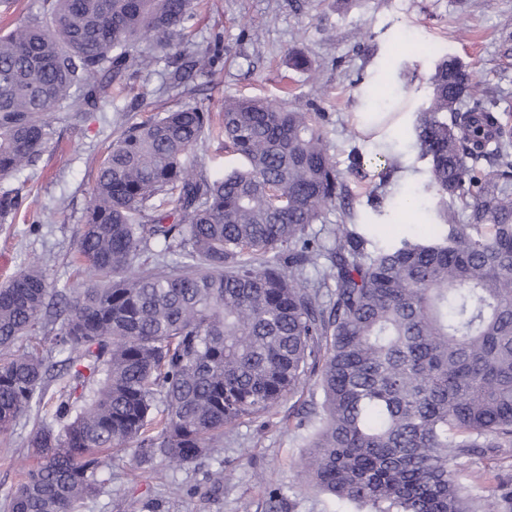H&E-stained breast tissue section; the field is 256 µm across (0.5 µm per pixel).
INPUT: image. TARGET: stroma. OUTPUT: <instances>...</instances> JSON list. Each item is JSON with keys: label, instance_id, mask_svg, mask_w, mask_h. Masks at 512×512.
<instances>
[{"label": "stroma", "instance_id": "stroma-1", "mask_svg": "<svg viewBox=\"0 0 512 512\" xmlns=\"http://www.w3.org/2000/svg\"><path fill=\"white\" fill-rule=\"evenodd\" d=\"M195 9L193 44L218 37L224 47L217 66L197 76L202 90L195 102L214 112L228 96L316 105L360 223L389 215L396 236L427 237L436 221L429 165L412 126L380 143L359 128L357 113L416 112L440 51L476 72L497 91L500 112L512 114V0H195ZM297 51L307 57L308 70L289 69ZM170 77L160 60L113 85L97 111L75 118L55 113L52 137L34 165L0 179V190H14L21 201L13 219L0 223V284L35 258L58 283L87 281L76 270L74 241L94 182L93 160L122 127L176 104V94L164 89ZM319 396L314 383H306L270 413L226 429L219 461L167 468L163 481L131 453L114 454L111 484L84 500L80 512H267V492L281 484L296 488L292 512H357L307 487L300 475L296 414ZM42 417L31 411L0 435V512L6 493L33 463L28 443ZM219 466L224 477L216 482L210 474ZM456 470L472 494L496 500L499 486L512 484V448L459 460Z\"/></svg>", "mask_w": 512, "mask_h": 512}]
</instances>
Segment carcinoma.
<instances>
[{
  "label": "carcinoma",
  "instance_id": "obj_1",
  "mask_svg": "<svg viewBox=\"0 0 512 512\" xmlns=\"http://www.w3.org/2000/svg\"><path fill=\"white\" fill-rule=\"evenodd\" d=\"M192 0H44L0 28V178L33 165L50 114L90 112L165 58L186 87L221 38L184 55ZM414 132L438 198L435 233L387 238L347 209L322 114L226 97L127 125L98 162L77 258L85 288L33 261L0 286V434L45 406L36 465L9 512H78L112 481L109 453L170 467L212 456L224 428L313 380L300 472L366 512H512L459 483L463 458L512 448V123L456 57L429 77ZM218 128L241 160L219 178L195 159ZM18 201L0 192V221ZM60 321L51 347L11 351ZM294 487L268 491L291 509Z\"/></svg>",
  "mask_w": 512,
  "mask_h": 512
}]
</instances>
